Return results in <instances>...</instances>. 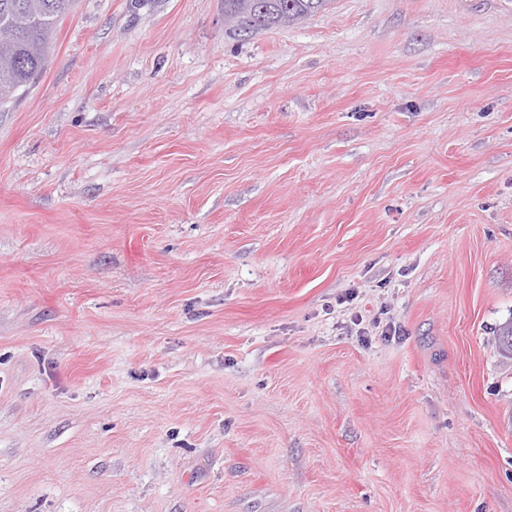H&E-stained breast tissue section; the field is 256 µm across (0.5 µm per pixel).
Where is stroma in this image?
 I'll list each match as a JSON object with an SVG mask.
<instances>
[{"label": "stroma", "instance_id": "35a3bbf8", "mask_svg": "<svg viewBox=\"0 0 512 512\" xmlns=\"http://www.w3.org/2000/svg\"><path fill=\"white\" fill-rule=\"evenodd\" d=\"M512 0H77L0 104V512H512ZM334 0H224V21L250 35L327 10Z\"/></svg>", "mask_w": 512, "mask_h": 512}]
</instances>
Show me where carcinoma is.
Returning <instances> with one entry per match:
<instances>
[{"instance_id":"1","label":"carcinoma","mask_w":512,"mask_h":512,"mask_svg":"<svg viewBox=\"0 0 512 512\" xmlns=\"http://www.w3.org/2000/svg\"><path fill=\"white\" fill-rule=\"evenodd\" d=\"M334 0H224V20L250 35L327 10ZM76 0H0V26L15 25L11 43H0V102L43 73L50 38ZM494 343L512 357V320L495 330Z\"/></svg>"}]
</instances>
